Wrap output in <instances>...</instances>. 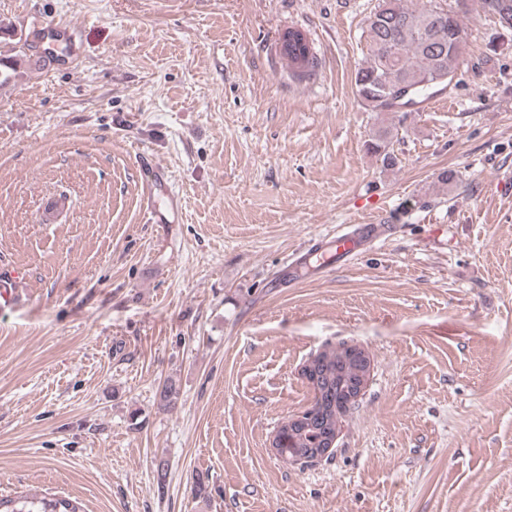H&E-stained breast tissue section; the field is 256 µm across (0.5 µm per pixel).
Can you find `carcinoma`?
Listing matches in <instances>:
<instances>
[{"label": "carcinoma", "mask_w": 512, "mask_h": 512, "mask_svg": "<svg viewBox=\"0 0 512 512\" xmlns=\"http://www.w3.org/2000/svg\"><path fill=\"white\" fill-rule=\"evenodd\" d=\"M482 10L494 17L501 28L512 30V0H481ZM367 36L370 53L354 76L356 94L362 106L376 114V123L367 140V150L391 170L398 160L394 152L393 135L385 125L382 113L394 111L389 96L399 88H414L418 102L433 96L437 89L427 85L436 73L456 76L464 56L468 36L459 15L451 9L439 11L436 0H424L418 8H410L404 0H378L367 18ZM348 345L323 351L318 368L317 385L312 387L313 402L322 413L328 427L336 429V407H342L346 398L345 369L351 368L345 360ZM160 406L168 409L176 405L179 389L168 380L160 390ZM277 453L300 464L309 463L304 449L311 447L318 433L312 429L288 431L282 427ZM0 512H85L76 498L57 495H29L16 493L0 495Z\"/></svg>", "instance_id": "carcinoma-1"}]
</instances>
